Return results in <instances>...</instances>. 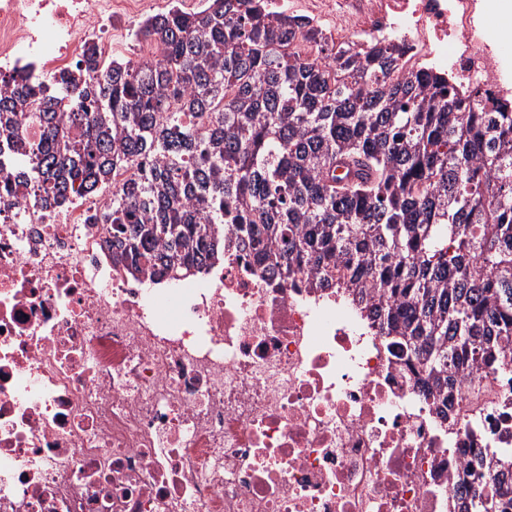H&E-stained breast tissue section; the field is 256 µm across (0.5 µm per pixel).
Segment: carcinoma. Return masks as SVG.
Here are the masks:
<instances>
[{
	"instance_id": "1",
	"label": "carcinoma",
	"mask_w": 512,
	"mask_h": 512,
	"mask_svg": "<svg viewBox=\"0 0 512 512\" xmlns=\"http://www.w3.org/2000/svg\"><path fill=\"white\" fill-rule=\"evenodd\" d=\"M206 2L145 19L146 59L91 47L82 75L0 79V190L41 209L110 195L112 265L153 281L228 247L284 284L374 288L380 335L438 392L466 360L512 371V112L395 76L381 44L303 58L309 23Z\"/></svg>"
}]
</instances>
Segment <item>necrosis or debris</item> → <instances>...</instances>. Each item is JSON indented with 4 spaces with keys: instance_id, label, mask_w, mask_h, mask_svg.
Here are the masks:
<instances>
[{
    "instance_id": "necrosis-or-debris-1",
    "label": "necrosis or debris",
    "mask_w": 512,
    "mask_h": 512,
    "mask_svg": "<svg viewBox=\"0 0 512 512\" xmlns=\"http://www.w3.org/2000/svg\"><path fill=\"white\" fill-rule=\"evenodd\" d=\"M499 0H267L325 48L400 45L512 109ZM149 0H0V76L77 68ZM90 196L0 201V512H459L471 450L512 457V375L465 366L448 415L357 288L244 257L157 282L113 268Z\"/></svg>"
}]
</instances>
